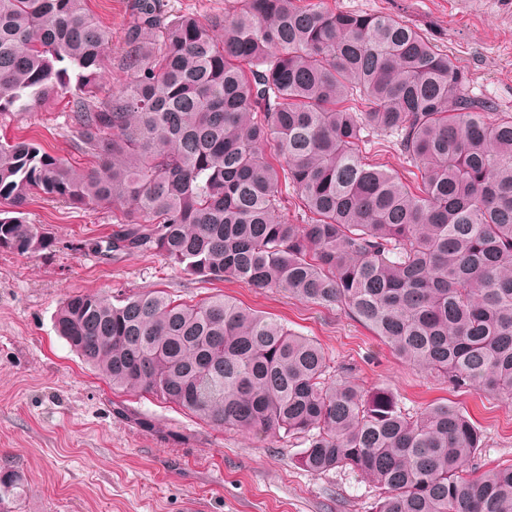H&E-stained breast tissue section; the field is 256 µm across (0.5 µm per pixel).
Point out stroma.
<instances>
[{
    "label": "stroma",
    "instance_id": "1",
    "mask_svg": "<svg viewBox=\"0 0 512 512\" xmlns=\"http://www.w3.org/2000/svg\"><path fill=\"white\" fill-rule=\"evenodd\" d=\"M327 7L385 13L456 59L468 90L512 115V10L479 12L466 0H324ZM110 32L105 88L129 74L123 65L126 0H87ZM64 101L0 117V135L35 137L73 162V130ZM52 249H0V474L18 473L24 493L9 512H373L378 491L346 471L314 475L298 463L301 447L285 438L207 425L148 396L113 394L54 327L62 296L167 291L187 301L217 294L279 318L317 341L336 364L353 365L360 384L390 389L410 412L431 403L467 411L487 437L481 468L512 460V403L452 389L402 362L339 309L322 308L276 288L185 276L159 256L112 259L93 249L116 219L108 208H74L44 196L28 206ZM148 427H140L139 419Z\"/></svg>",
    "mask_w": 512,
    "mask_h": 512
}]
</instances>
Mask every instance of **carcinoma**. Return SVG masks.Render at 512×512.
Listing matches in <instances>:
<instances>
[{"label":"carcinoma","mask_w":512,"mask_h":512,"mask_svg":"<svg viewBox=\"0 0 512 512\" xmlns=\"http://www.w3.org/2000/svg\"><path fill=\"white\" fill-rule=\"evenodd\" d=\"M208 17L127 0L129 81L99 95L109 32L86 0H0V116L69 97L73 167L0 141V248L54 241L32 196L120 213L95 247L194 278L339 308L459 390L512 402V116L383 14L231 0ZM396 148L419 193L369 159ZM59 336L112 385L210 423L303 446L305 470L378 489L375 512H512V463L470 467L486 436L461 409L413 415L312 339L217 295L62 299ZM23 492L0 475V506Z\"/></svg>","instance_id":"obj_1"}]
</instances>
